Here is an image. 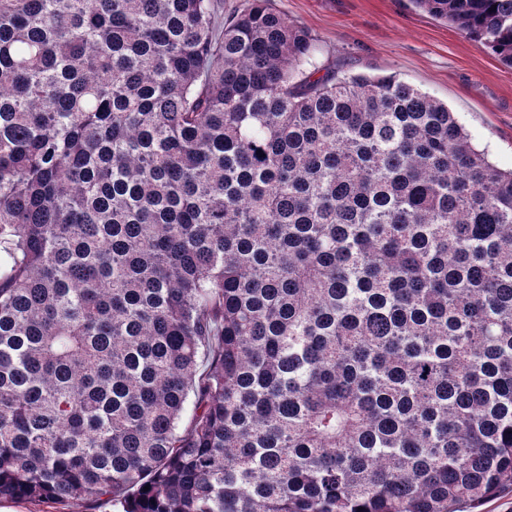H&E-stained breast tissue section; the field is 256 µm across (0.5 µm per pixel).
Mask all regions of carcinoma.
<instances>
[{"label": "carcinoma", "instance_id": "obj_1", "mask_svg": "<svg viewBox=\"0 0 512 512\" xmlns=\"http://www.w3.org/2000/svg\"><path fill=\"white\" fill-rule=\"evenodd\" d=\"M411 2L512 68V0ZM315 53L266 0H0V500L512 491V170Z\"/></svg>", "mask_w": 512, "mask_h": 512}]
</instances>
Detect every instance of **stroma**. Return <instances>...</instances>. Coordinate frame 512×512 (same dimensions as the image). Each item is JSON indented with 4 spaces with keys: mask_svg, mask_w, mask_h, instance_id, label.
<instances>
[{
    "mask_svg": "<svg viewBox=\"0 0 512 512\" xmlns=\"http://www.w3.org/2000/svg\"><path fill=\"white\" fill-rule=\"evenodd\" d=\"M308 30L319 62L350 74H398L447 103L472 140L512 169V68L410 0H269Z\"/></svg>",
    "mask_w": 512,
    "mask_h": 512,
    "instance_id": "1",
    "label": "stroma"
}]
</instances>
